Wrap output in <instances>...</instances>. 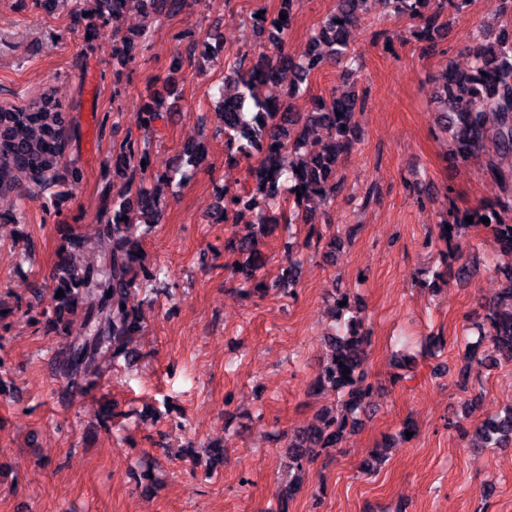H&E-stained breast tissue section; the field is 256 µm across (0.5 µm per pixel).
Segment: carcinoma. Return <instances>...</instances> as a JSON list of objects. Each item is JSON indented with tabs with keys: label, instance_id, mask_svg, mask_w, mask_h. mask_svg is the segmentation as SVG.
I'll return each instance as SVG.
<instances>
[{
	"label": "carcinoma",
	"instance_id": "obj_1",
	"mask_svg": "<svg viewBox=\"0 0 512 512\" xmlns=\"http://www.w3.org/2000/svg\"><path fill=\"white\" fill-rule=\"evenodd\" d=\"M48 8L70 5V11L84 16L86 27L97 29L122 16L134 3L144 14L176 15L185 0H94L95 9L82 8L84 0H44ZM373 0H336V8L314 29L299 52L286 48L288 31L302 0H280L278 14L250 16L256 32L264 37L266 51L257 59L237 52L227 63L224 84L219 87L220 122L229 149L248 159L261 155L249 168L254 181L253 192L233 191L224 186L219 202L211 214L214 224L238 223V217L254 209L264 199L269 211L259 231H270L280 224H310L313 213L309 204L336 197L341 189L338 169L343 156L353 148L357 136L355 111L363 99L354 91L341 95L331 91L318 96L307 112L295 109L296 101L305 93L308 77L331 61L343 60L353 65L349 55V28L371 10ZM394 13L418 23L413 33L418 41L430 42L443 14L460 15L469 0H384ZM492 12L505 20L498 29L479 26L470 47L471 64L460 68L452 63L441 74L442 83L435 95L437 123L450 135L455 158L464 163L473 157H484L485 172L512 197V171L504 172L497 158L512 154V0H491ZM286 19H280V15ZM149 47L147 36L141 40L126 36L112 48V58L120 65L133 58L137 47ZM215 56L208 43L192 42L173 59V69L182 66L184 58ZM294 75L284 95L278 99H262L258 89L279 81L283 73ZM169 108L152 102L138 113L137 122L144 130L160 133L157 124L168 125ZM68 115L49 92H44L22 107L0 108V200L13 214H22L24 198L16 191L17 175L41 192L59 194L57 188L77 184L80 171L66 168L68 148ZM323 135L317 151L308 150L310 142ZM141 156L136 142L128 139L112 159L114 172L126 179L125 192L108 201L103 214L112 220L100 225V232L112 238V252L99 266H88L78 258L79 236L71 233L61 245L51 284L33 288V298L49 295L48 328L68 330L75 317L81 318L80 331L68 337L52 358L55 375L70 391H88L98 384L102 368L118 359L132 364L138 354L130 348L142 324L129 300L134 292L155 282L163 270L149 268L135 235H143L161 222L162 209L157 195L140 185L133 187ZM288 191V209H283L281 196ZM135 213L140 224L123 217ZM473 217L468 224L465 217ZM486 217L489 223L481 222ZM450 230H445V226ZM480 228L490 235L506 254H512V203H479L460 211L450 208L438 225V239L445 253L462 249L459 237L463 230ZM258 231L234 233L227 242L230 251L244 258L239 272L245 280L254 281V290L264 289L257 273L265 258L257 248ZM295 244L285 243L288 258L286 277L280 286L286 288L298 281L299 262ZM506 287L501 289L489 308L487 326L479 327L480 340L488 341L490 350L482 360L495 363L512 360V264L494 267ZM64 296L56 297L57 291ZM349 306L338 307L343 318L339 333L328 337L332 349L314 381L318 391L330 389L347 392L348 399L339 409L322 414L318 424L294 432L288 439L289 466L301 481L306 467L327 448H339L354 430L358 415L365 412L371 384L363 369L366 336L361 320L345 317ZM483 447L498 448L512 441V407L480 429Z\"/></svg>",
	"mask_w": 512,
	"mask_h": 512
}]
</instances>
